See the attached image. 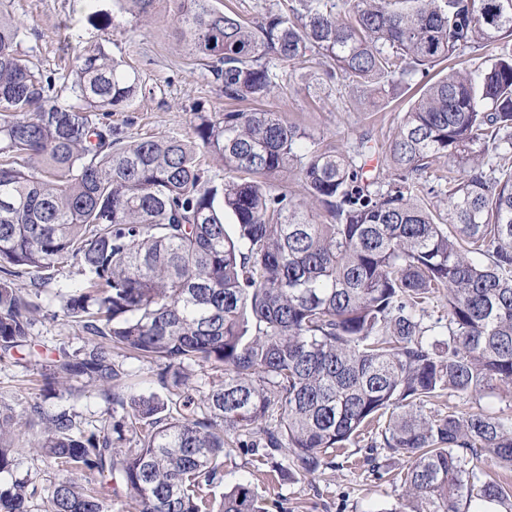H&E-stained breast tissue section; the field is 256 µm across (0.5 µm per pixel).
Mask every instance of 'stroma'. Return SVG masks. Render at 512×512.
<instances>
[{
  "label": "stroma",
  "instance_id": "stroma-1",
  "mask_svg": "<svg viewBox=\"0 0 512 512\" xmlns=\"http://www.w3.org/2000/svg\"><path fill=\"white\" fill-rule=\"evenodd\" d=\"M97 12L109 15L107 32L93 28L91 20ZM9 14L24 32L22 50L47 73H66L80 44L91 40L102 42L108 52L138 71L146 93L131 107L112 115L113 126L134 136L185 138L194 113L233 107L242 112L280 113L304 127L320 147L346 151L365 135L388 144L409 106L410 95L399 86H387L375 104L362 88L328 78L320 59L287 66L272 56L266 62L279 85L274 96L229 104L210 67L190 55L175 35L171 0H157L154 15L147 21L138 19L117 0H11ZM80 280L77 266L68 265L44 288L39 299L41 312L31 328L32 352L0 360V396L20 411L38 400L48 411L75 409L82 416L84 429L90 431L106 410L93 387L74 394L62 390L46 400L40 397L46 361L63 349H82L88 341L63 309L68 287ZM430 407L512 418V396L497 389L477 396L444 395ZM288 457V449L283 448L265 463L260 454L232 448L219 460L224 478L213 492L220 498L235 483L250 484L267 512H391L401 493L396 477L408 467L406 458L385 448H371L365 439L347 443L333 465L315 475L282 481L272 466Z\"/></svg>",
  "mask_w": 512,
  "mask_h": 512
}]
</instances>
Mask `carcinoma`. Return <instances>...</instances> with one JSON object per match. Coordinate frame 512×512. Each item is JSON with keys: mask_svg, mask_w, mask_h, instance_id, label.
<instances>
[{"mask_svg": "<svg viewBox=\"0 0 512 512\" xmlns=\"http://www.w3.org/2000/svg\"><path fill=\"white\" fill-rule=\"evenodd\" d=\"M121 2L147 19L156 0ZM174 2L175 34L212 63L228 100L275 93L270 54L287 65L316 55L328 77L372 95L467 53L481 62L425 85L389 142L385 184L369 140L321 149L278 112H195L186 140L125 136L110 117L142 92L138 72L92 43L70 73L46 75L1 6L0 358L31 346L35 298L75 264L83 281L64 312L95 340L59 356L44 397L84 380L122 414L87 433L71 409L0 403V474L12 478L0 512H32L38 490L14 471L34 422L24 447L59 473L45 512H109L78 474L117 485L140 512H266L243 483L211 506L228 439L266 456L289 449L287 481L383 416V447L411 459L394 512L511 499L476 461L512 470V422L424 407L446 392L512 391V0H354L344 16L298 0L254 29L211 0ZM438 157L458 166L445 219L417 196ZM295 165L298 202L271 184ZM23 276L34 292L15 288ZM440 297L444 313L424 324ZM116 350L157 366L175 410L126 391ZM128 434L136 448L124 452Z\"/></svg>", "mask_w": 512, "mask_h": 512, "instance_id": "carcinoma-1", "label": "carcinoma"}]
</instances>
